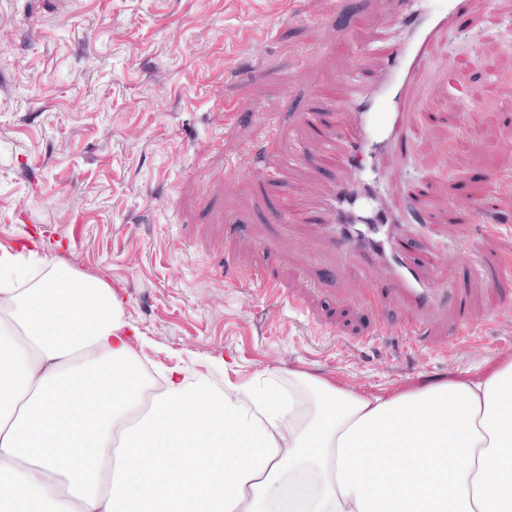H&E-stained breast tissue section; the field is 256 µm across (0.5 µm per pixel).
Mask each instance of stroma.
<instances>
[{
    "label": "stroma",
    "instance_id": "1",
    "mask_svg": "<svg viewBox=\"0 0 512 512\" xmlns=\"http://www.w3.org/2000/svg\"><path fill=\"white\" fill-rule=\"evenodd\" d=\"M394 33L389 0H0V249L28 231L107 282L156 381L175 364L217 387L299 370L376 395L512 356V316L489 311L512 302V231L449 213L497 177L512 218V0H468L467 28L440 33L414 89L440 118L380 163L388 191L430 188L417 236L455 294L425 346L364 343L398 323L396 285L338 265L318 218L335 178L288 161L348 120L347 73L373 78ZM19 210L28 224L5 222ZM257 271L283 297L251 288ZM468 315L474 341L444 349Z\"/></svg>",
    "mask_w": 512,
    "mask_h": 512
}]
</instances>
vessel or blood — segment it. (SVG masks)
I'll return each mask as SVG.
<instances>
[{
  "mask_svg": "<svg viewBox=\"0 0 512 512\" xmlns=\"http://www.w3.org/2000/svg\"><path fill=\"white\" fill-rule=\"evenodd\" d=\"M432 0H390L401 34L384 53V65L372 83L356 89L347 104L355 110L352 122H337L333 138L313 156L314 165L336 175L333 189L323 202L329 215L327 236L335 240L341 258L350 264L379 267L399 285L406 305L403 333L408 344H417L423 334L424 317L437 309L439 295L447 293L446 281L437 277L443 256L439 250L420 252L410 259L407 245L410 229L399 215L385 218L378 230L353 231V211L374 208V187L364 185L361 166L377 152L402 154L414 146L422 125L431 118L411 100L417 75L431 63L439 32L451 22L463 23L464 0H448L441 9ZM344 150H337V143ZM429 188L419 184L402 194L403 211L426 214Z\"/></svg>",
  "mask_w": 512,
  "mask_h": 512,
  "instance_id": "vessel-or-blood-1",
  "label": "vessel or blood"
}]
</instances>
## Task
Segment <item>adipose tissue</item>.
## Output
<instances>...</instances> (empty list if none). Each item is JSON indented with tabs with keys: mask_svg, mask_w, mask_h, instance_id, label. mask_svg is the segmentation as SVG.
Returning <instances> with one entry per match:
<instances>
[{
	"mask_svg": "<svg viewBox=\"0 0 512 512\" xmlns=\"http://www.w3.org/2000/svg\"><path fill=\"white\" fill-rule=\"evenodd\" d=\"M0 512H512V357L366 396L152 390L105 282L0 254Z\"/></svg>",
	"mask_w": 512,
	"mask_h": 512,
	"instance_id": "obj_1",
	"label": "adipose tissue"
}]
</instances>
